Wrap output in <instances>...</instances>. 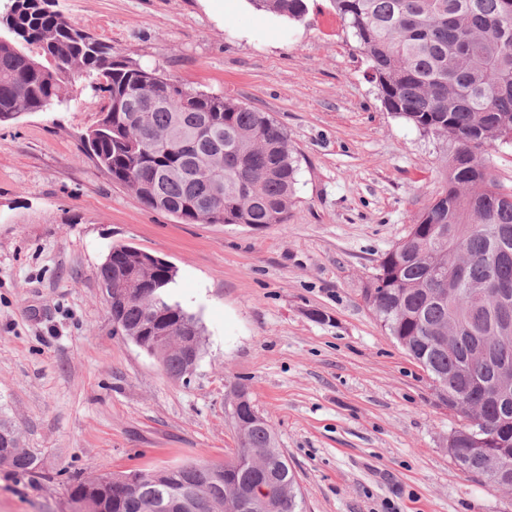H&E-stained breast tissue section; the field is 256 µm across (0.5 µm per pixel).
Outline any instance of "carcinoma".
Here are the masks:
<instances>
[{
  "label": "carcinoma",
  "mask_w": 512,
  "mask_h": 512,
  "mask_svg": "<svg viewBox=\"0 0 512 512\" xmlns=\"http://www.w3.org/2000/svg\"><path fill=\"white\" fill-rule=\"evenodd\" d=\"M258 10L299 21L305 0H249ZM356 38L386 111L442 142L438 188L427 196L406 236L375 268L364 299L381 326L429 374L439 398L457 389L497 430L488 449L459 448L463 472L482 478L483 454L512 469V386L499 382L512 368V187L492 170L490 150L512 147V0H330ZM0 16V122L45 112L67 74L92 79L106 105L86 139L112 181L132 188L151 209L184 224H286L294 203L298 160L287 132L266 113L232 98L194 91L157 69L112 56V47L51 8L47 0H11ZM41 47L47 63L20 48ZM142 282L144 296L112 300L121 324L165 331L201 328L171 303L166 288L176 273L148 255L114 246L96 274L117 283L122 272ZM448 277L437 294L434 278ZM495 277L511 285L509 325L498 295L482 288ZM242 424L239 448L216 473L210 463L144 472L134 495L102 476L76 478V512H170L189 490L206 512H302L294 468L266 422L250 408H231ZM0 464L33 473L37 458L0 436ZM264 478L265 493L248 507V485Z\"/></svg>",
  "instance_id": "1"
}]
</instances>
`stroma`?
Segmentation results:
<instances>
[{"instance_id": "stroma-1", "label": "stroma", "mask_w": 512, "mask_h": 512, "mask_svg": "<svg viewBox=\"0 0 512 512\" xmlns=\"http://www.w3.org/2000/svg\"><path fill=\"white\" fill-rule=\"evenodd\" d=\"M51 2L113 55L267 113L299 170L288 223L184 224L81 151L105 104L88 82L0 124V419L38 459L0 465V512H74L78 474L223 462L237 384L304 512H512L449 457L458 416L364 300L443 154L385 110L330 0L300 21L225 0ZM115 245L175 265L168 299L203 328L190 381L115 331L96 278Z\"/></svg>"}]
</instances>
